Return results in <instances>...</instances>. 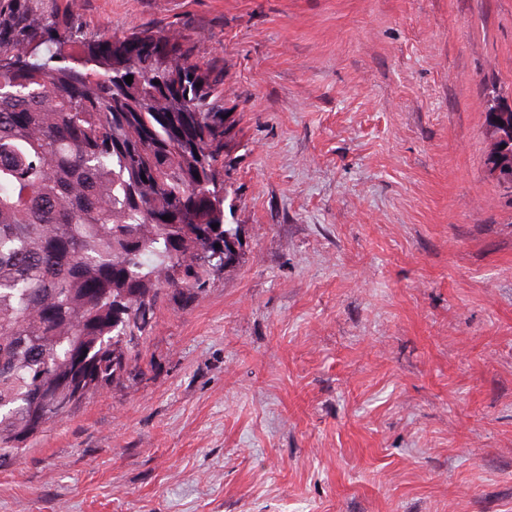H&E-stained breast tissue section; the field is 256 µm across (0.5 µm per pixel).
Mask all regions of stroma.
<instances>
[{
	"mask_svg": "<svg viewBox=\"0 0 512 512\" xmlns=\"http://www.w3.org/2000/svg\"><path fill=\"white\" fill-rule=\"evenodd\" d=\"M224 74L238 261L0 462V512H512V0H76Z\"/></svg>",
	"mask_w": 512,
	"mask_h": 512,
	"instance_id": "obj_1",
	"label": "stroma"
}]
</instances>
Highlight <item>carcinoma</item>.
<instances>
[{
  "label": "carcinoma",
  "mask_w": 512,
  "mask_h": 512,
  "mask_svg": "<svg viewBox=\"0 0 512 512\" xmlns=\"http://www.w3.org/2000/svg\"><path fill=\"white\" fill-rule=\"evenodd\" d=\"M223 84L179 31L0 0V459L60 416L45 398L75 366L87 395L126 371L161 293L236 262Z\"/></svg>",
  "instance_id": "carcinoma-1"
}]
</instances>
